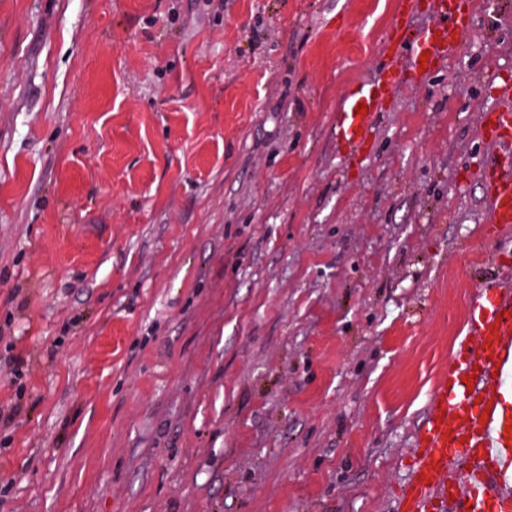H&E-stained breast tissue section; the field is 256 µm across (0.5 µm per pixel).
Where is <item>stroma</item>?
<instances>
[{
  "mask_svg": "<svg viewBox=\"0 0 512 512\" xmlns=\"http://www.w3.org/2000/svg\"><path fill=\"white\" fill-rule=\"evenodd\" d=\"M399 0H0V512H395L493 275L512 0L360 161ZM496 103L484 109L482 124L484 134L495 151L512 155V80L500 78L495 86ZM487 123V126H484Z\"/></svg>",
  "mask_w": 512,
  "mask_h": 512,
  "instance_id": "stroma-1",
  "label": "stroma"
}]
</instances>
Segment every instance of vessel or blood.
Wrapping results in <instances>:
<instances>
[{
    "label": "vessel or blood",
    "mask_w": 512,
    "mask_h": 512,
    "mask_svg": "<svg viewBox=\"0 0 512 512\" xmlns=\"http://www.w3.org/2000/svg\"><path fill=\"white\" fill-rule=\"evenodd\" d=\"M429 23L416 27L414 18ZM472 0H400L392 22L397 51L375 75L356 81L336 110V141L345 156L363 155L375 120L407 78L428 80L471 29ZM482 117L496 152L512 155V79L495 87ZM366 113H359V106ZM488 221L512 227V168H494ZM512 277L498 275L471 295L467 329L433 390L416 432L410 474L397 512H512Z\"/></svg>",
    "instance_id": "vessel-or-blood-1"
}]
</instances>
